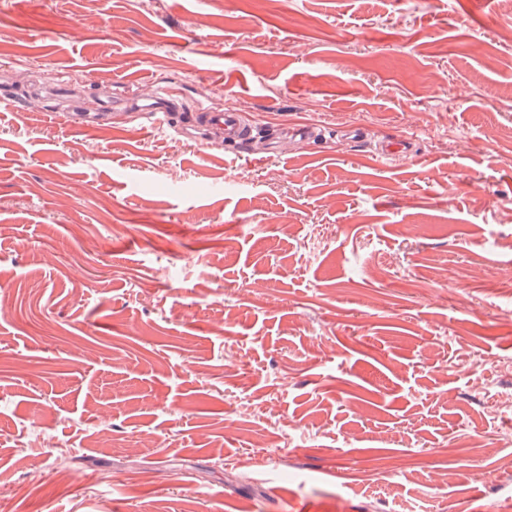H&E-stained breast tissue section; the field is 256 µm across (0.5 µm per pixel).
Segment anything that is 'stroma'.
Segmentation results:
<instances>
[{"instance_id": "1", "label": "stroma", "mask_w": 512, "mask_h": 512, "mask_svg": "<svg viewBox=\"0 0 512 512\" xmlns=\"http://www.w3.org/2000/svg\"><path fill=\"white\" fill-rule=\"evenodd\" d=\"M509 27L500 0H0V507L512 512ZM60 81L108 120L33 93ZM162 84L257 137L155 131L131 104ZM301 122L324 139L268 152ZM203 118L207 124L224 127V147H241L250 139V126L236 112H207Z\"/></svg>"}]
</instances>
